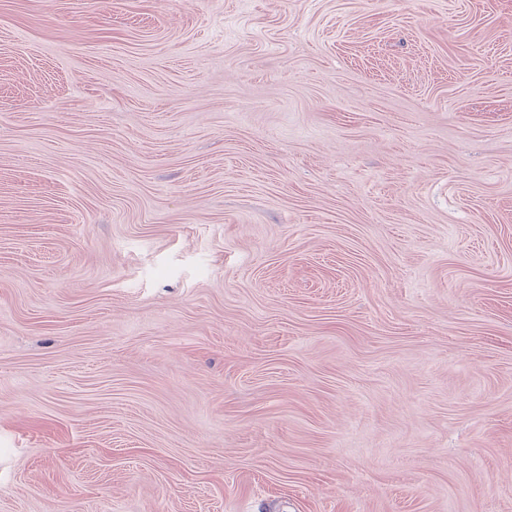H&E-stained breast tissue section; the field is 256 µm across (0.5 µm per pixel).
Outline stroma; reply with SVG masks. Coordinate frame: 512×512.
Instances as JSON below:
<instances>
[{
  "label": "stroma",
  "mask_w": 512,
  "mask_h": 512,
  "mask_svg": "<svg viewBox=\"0 0 512 512\" xmlns=\"http://www.w3.org/2000/svg\"><path fill=\"white\" fill-rule=\"evenodd\" d=\"M0 512H512V0H0Z\"/></svg>",
  "instance_id": "obj_1"
}]
</instances>
